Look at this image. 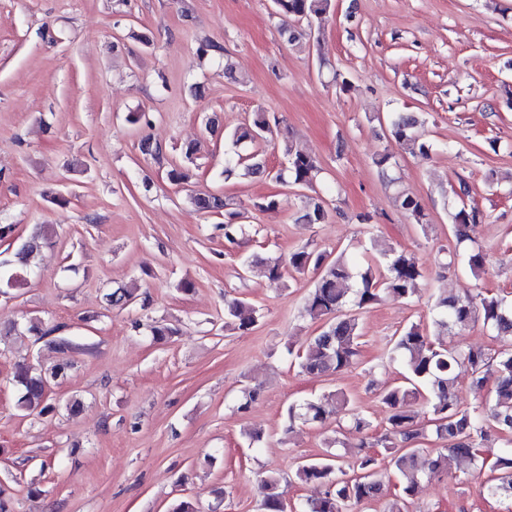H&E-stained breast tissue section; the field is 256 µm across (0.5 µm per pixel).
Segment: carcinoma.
<instances>
[{"instance_id":"carcinoma-1","label":"carcinoma","mask_w":512,"mask_h":512,"mask_svg":"<svg viewBox=\"0 0 512 512\" xmlns=\"http://www.w3.org/2000/svg\"><path fill=\"white\" fill-rule=\"evenodd\" d=\"M273 5L274 13L285 19L309 22L326 13L330 0H273ZM388 123L391 134L408 150L422 154L431 151V145L419 141L415 135L419 124L416 116L395 113L388 117ZM272 132L270 116L256 112L235 129L233 145L264 142ZM238 168L247 175H265L276 181L287 177L292 184L307 188L314 185L320 172L313 157L291 150L284 172L266 167L258 153L237 155L229 161L224 173L229 176ZM190 203L203 213L224 214L225 245L234 247L247 234L246 225L237 223L241 213L226 198L199 193L190 196ZM397 203L408 217L423 223L424 208L416 196L401 194ZM327 217L325 206L313 200L308 202L300 220L321 224ZM483 218L479 207L463 202L450 213L455 256L472 272L484 269L487 263V253L468 234L470 226ZM44 241L45 234L36 232L19 244L14 258L0 259V286L14 289L23 283L27 266ZM309 269L316 272L317 281L308 295L306 312L320 321L321 326L298 353V359L301 371L313 378L346 370L356 363L360 335L355 310L380 303L385 294L409 299L423 277L414 254L405 250L393 252L382 266L372 260L355 264L343 252L333 258L326 251L308 247L294 250L286 264L270 266L265 274L270 284L278 286L285 275L303 274ZM106 299L113 307L125 308L142 296L137 288L120 287L107 294ZM436 308L434 334L419 324H412L398 336L390 358L403 362L406 375L403 383L380 392L382 402L389 409L391 426L389 435L383 439V448L389 463L406 479L400 495L385 503L384 512H408V504L417 492L418 474L448 473L461 461H469L479 469L488 468V491L512 501V300L489 292L466 296L449 293L438 298ZM224 317L242 331L252 329L258 320L257 310L238 299L227 304ZM479 320L494 338L508 343V347L490 354L481 349L464 351L443 344L441 337L464 331ZM55 347L61 353V362L49 368L26 366L15 373L19 411L29 415L52 409L48 388L73 367L71 353L75 350L67 339L55 341ZM462 367L469 371L473 387H492L490 405L472 409L459 406L456 382ZM337 406L348 409L353 428L360 432L370 428V421L350 407L349 397L342 392L294 404L288 408V419L323 425ZM420 407L430 412L433 432L436 438L446 441L444 447L432 450L423 447L427 435L414 427ZM492 433L504 442L503 447L495 450L482 446V441ZM377 466L378 457L370 451L355 461L350 475L343 468L342 458L333 453L298 465L297 481L327 486L323 496L302 501L299 512H352L380 500L382 488L377 480ZM277 484L278 478L273 475L263 481V512H283V502L275 493Z\"/></svg>"}]
</instances>
